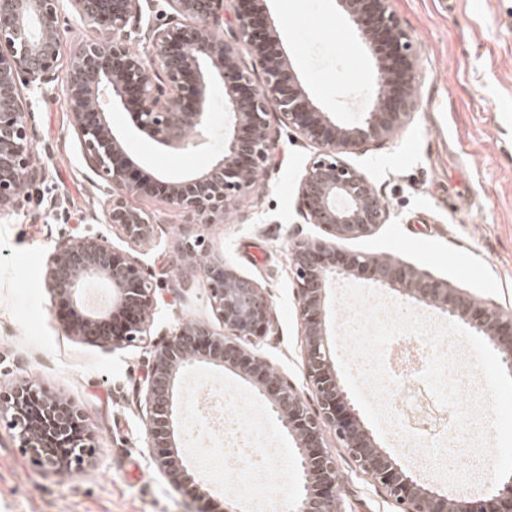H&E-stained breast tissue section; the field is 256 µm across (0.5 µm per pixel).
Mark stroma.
Instances as JSON below:
<instances>
[{
	"label": "stroma",
	"mask_w": 512,
	"mask_h": 512,
	"mask_svg": "<svg viewBox=\"0 0 512 512\" xmlns=\"http://www.w3.org/2000/svg\"><path fill=\"white\" fill-rule=\"evenodd\" d=\"M59 9V79L32 107V160L43 168L44 179L25 189L21 209L0 217V390L32 381L72 402L94 433L95 451L77 471H45L22 452L16 431L0 418V512H256L233 474L220 484L208 478L174 487L156 468L146 443L139 403L163 332L180 318L224 330L205 279L185 269L176 251L184 215L158 193L132 198L135 206L163 219L141 257L156 302L151 334L140 344L112 351L70 336L66 324L77 311L54 301L45 286L46 262L62 239L101 233L115 250L128 249L119 229L98 221L102 181L84 157L62 94L77 44L94 32L79 21L70 0H61ZM257 9L276 26L281 50L313 99L336 119L356 118L374 64L336 0H259ZM390 10L413 43L418 107L391 139L348 155L349 163L371 176L390 220L343 248L402 260L478 303L512 313V0H390ZM108 120L146 182L204 171L221 146L211 140L189 151L165 148L138 130L130 110L122 107ZM271 122L280 141L256 189L223 223L202 224L196 231L240 275L266 289L274 324L260 340L262 353L314 413L319 404L304 381V338L288 242L297 234H322L304 222L298 206V186L316 148L286 129L279 112H272ZM366 294L377 297L380 307L364 312L361 326L350 329L347 312ZM330 299L336 368L348 398L405 473L431 491H460L474 499L512 473V374L493 349L438 310L376 288L365 273L338 282ZM401 305L412 314V329L425 332L432 349L452 341L444 357L447 371L466 378L448 411L443 441L457 456L453 468L405 454L395 437L389 391L368 388L352 370L361 354H377L373 338L379 324L389 309ZM202 383L240 396L245 409L236 426L260 430L257 447L282 451L283 469L265 472L281 491L274 512H288L298 485L293 440L242 376L197 364L184 373L181 398ZM323 437L342 475L344 512H395L332 427H324Z\"/></svg>",
	"instance_id": "obj_1"
}]
</instances>
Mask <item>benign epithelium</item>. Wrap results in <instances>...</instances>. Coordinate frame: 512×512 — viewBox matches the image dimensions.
<instances>
[{"instance_id": "benign-epithelium-1", "label": "benign epithelium", "mask_w": 512, "mask_h": 512, "mask_svg": "<svg viewBox=\"0 0 512 512\" xmlns=\"http://www.w3.org/2000/svg\"><path fill=\"white\" fill-rule=\"evenodd\" d=\"M71 2L79 20L95 28L97 36L78 47L63 92L84 152L104 181L98 223L119 228L130 249L148 245L154 225L162 220L129 204V195L154 188L140 181L137 164L107 112L119 105L133 108L140 131L183 151L210 139L211 89L217 83L224 86V110L230 114L224 150L206 171L159 184L165 199L190 218L181 227L177 250L188 268L203 274L225 333L214 332L205 322L181 319L153 352L143 408L147 444L154 449L158 469L176 485L191 481L178 452L184 438L177 418L179 379L186 368L206 362L252 382L292 437L300 454V481L291 512H344L338 494L341 474L323 443L325 423L400 512H448L450 502L453 512H512V475L474 501L464 492L449 499L403 473L349 407L344 378L336 370L328 292L337 281L368 270L378 287L464 324L512 372L511 313L481 306L399 260L375 261L341 248L342 242L369 236L389 220L372 179L345 155L393 136L417 108L412 43L389 11V0H336L375 66L370 100L353 123L337 121L312 99L291 60L277 49L279 32L252 11V0H237L234 22L264 73L260 85L240 67L237 47L216 32L224 0ZM60 44L59 0H0L1 216L16 212L23 189L44 178L31 162V101L23 90L45 94L51 89ZM272 100L285 124L318 148L299 184L300 212L325 236L289 241L304 336V378L319 403L315 414L257 348V339L273 323L265 289L211 253L204 239L189 240L193 226L224 222V214L268 169L278 144L269 121ZM45 281L52 298L82 309L67 329L83 342L114 350L135 346L150 332L154 289L142 265L131 254L112 249L101 234L62 240L48 258ZM99 282L109 288L110 299L91 308L87 290ZM2 403L11 411L10 425L20 446L39 465H60L61 448L69 449L76 466L91 454L93 433L71 403L45 397L30 381L0 394Z\"/></svg>"}]
</instances>
